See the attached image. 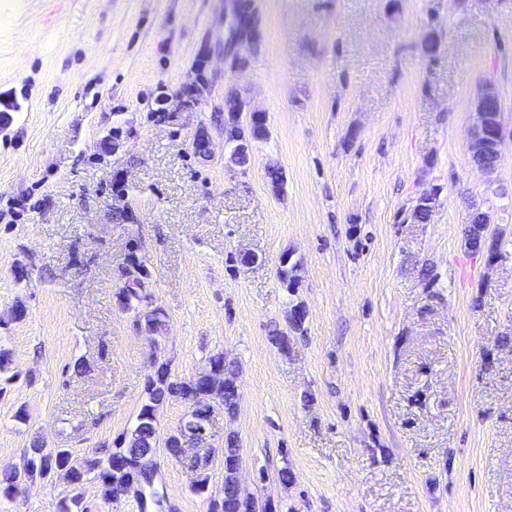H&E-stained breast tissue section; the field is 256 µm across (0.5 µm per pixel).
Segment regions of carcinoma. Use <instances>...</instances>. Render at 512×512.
I'll list each match as a JSON object with an SVG mask.
<instances>
[{
    "instance_id": "obj_1",
    "label": "carcinoma",
    "mask_w": 512,
    "mask_h": 512,
    "mask_svg": "<svg viewBox=\"0 0 512 512\" xmlns=\"http://www.w3.org/2000/svg\"><path fill=\"white\" fill-rule=\"evenodd\" d=\"M243 35L259 41V19H254V24L244 31L234 26L229 27L226 42L230 43ZM117 298L124 307L134 311L136 326L142 331L153 335L165 329L167 316L161 307L154 305L149 291V278H142L129 288L119 289ZM168 368V362H160L155 375L146 381L145 400L137 417L138 423L121 440L120 446L104 448L92 456L76 458L67 448L48 449L36 441L24 453L22 464L13 467L0 480V495L10 497L20 485L34 477L47 478L56 474L64 476L76 488L94 480L104 495L109 497L117 485L133 477H140L146 482L153 481L160 454L176 455L179 448L192 438L190 417L184 419L167 437L162 439L158 434L159 412L173 399V393H179L180 399L189 405V412L192 413L206 393L224 399V389L235 385L237 373V366L226 361L222 353L209 357L188 377H172ZM238 448L237 439L224 440V495L219 500L210 501V512H256L254 497L234 486V476L230 474L239 458Z\"/></svg>"
}]
</instances>
